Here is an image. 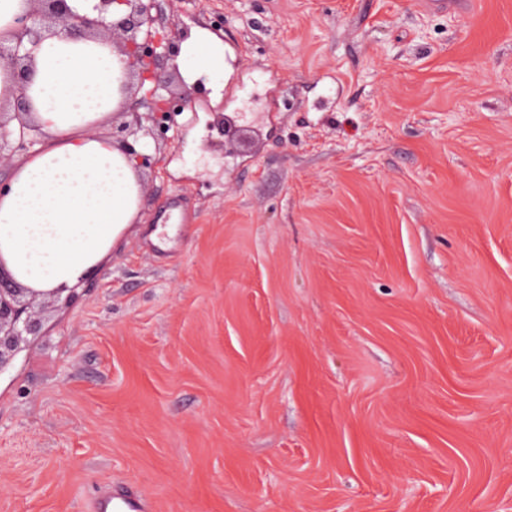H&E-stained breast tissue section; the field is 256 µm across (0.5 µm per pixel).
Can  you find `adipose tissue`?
<instances>
[{"instance_id":"adipose-tissue-1","label":"adipose tissue","mask_w":512,"mask_h":512,"mask_svg":"<svg viewBox=\"0 0 512 512\" xmlns=\"http://www.w3.org/2000/svg\"><path fill=\"white\" fill-rule=\"evenodd\" d=\"M176 62L187 81L215 75L213 90L222 92L224 43L215 34L197 29ZM32 64L27 94L44 136L16 159L10 190L0 195V259L25 287L73 288L143 221L134 162L95 132L123 101L126 62L107 39L51 30Z\"/></svg>"}]
</instances>
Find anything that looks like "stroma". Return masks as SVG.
Masks as SVG:
<instances>
[{
  "label": "stroma",
  "instance_id": "35a3bbf8",
  "mask_svg": "<svg viewBox=\"0 0 512 512\" xmlns=\"http://www.w3.org/2000/svg\"><path fill=\"white\" fill-rule=\"evenodd\" d=\"M163 9L239 88L197 77L143 223L34 299L0 512H512V0ZM95 512H146V502L139 497L108 492L99 496L94 504Z\"/></svg>",
  "mask_w": 512,
  "mask_h": 512
}]
</instances>
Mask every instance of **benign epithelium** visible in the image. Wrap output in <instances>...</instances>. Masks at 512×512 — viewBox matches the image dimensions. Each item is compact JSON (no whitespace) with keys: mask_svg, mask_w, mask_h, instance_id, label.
<instances>
[{"mask_svg":"<svg viewBox=\"0 0 512 512\" xmlns=\"http://www.w3.org/2000/svg\"><path fill=\"white\" fill-rule=\"evenodd\" d=\"M38 2L43 4L42 11L33 9L17 17L11 44L0 43V67L11 69L17 85L13 115L0 113V165L30 152L39 143L36 127L28 120L32 52L42 41L43 32L51 29L49 23L58 20L74 38H90L100 31L120 38L118 51L127 57V73L121 87L124 102L117 111L122 121L112 126V142L136 161V168H154L153 155L139 132L148 123L150 129L166 134L174 123V113L191 101L190 94L172 88L173 77L164 67L180 52L179 18H173L172 33L165 35L157 28L161 13L158 0H84L92 4L96 18L71 7L70 0ZM13 120L18 122L16 134L7 130ZM28 294L40 296L42 292L19 284L0 259V371L11 364L27 337L42 335L40 320L32 316L30 303L24 300Z\"/></svg>","mask_w":512,"mask_h":512,"instance_id":"benign-epithelium-1","label":"benign epithelium"}]
</instances>
